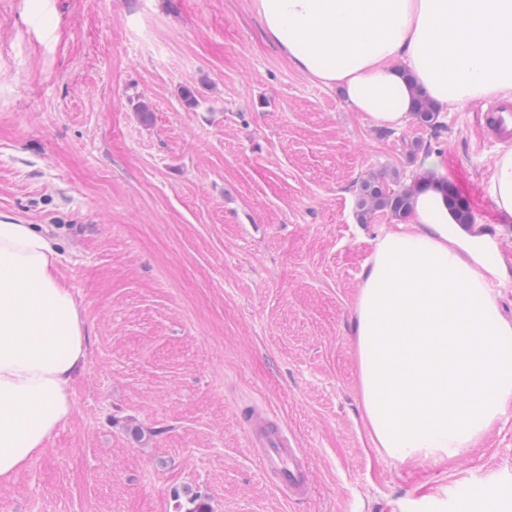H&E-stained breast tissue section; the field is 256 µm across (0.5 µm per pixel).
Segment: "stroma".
Listing matches in <instances>:
<instances>
[{"label":"stroma","instance_id":"obj_1","mask_svg":"<svg viewBox=\"0 0 512 512\" xmlns=\"http://www.w3.org/2000/svg\"><path fill=\"white\" fill-rule=\"evenodd\" d=\"M440 121L374 126L292 67L253 0H0V214L57 237L88 346L71 417L0 484V512H186L187 487L212 512H457L462 488L512 484V411L410 463L362 409L355 300L396 222L359 223L363 178L445 158L512 319L500 142L478 104ZM251 409L287 428L310 498L264 470ZM490 191L495 211L504 224L512 223V144L499 146L490 175Z\"/></svg>","mask_w":512,"mask_h":512}]
</instances>
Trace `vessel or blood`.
Wrapping results in <instances>:
<instances>
[{"label": "vessel or blood", "instance_id": "1", "mask_svg": "<svg viewBox=\"0 0 512 512\" xmlns=\"http://www.w3.org/2000/svg\"><path fill=\"white\" fill-rule=\"evenodd\" d=\"M492 118L496 136H512V104L494 108ZM248 424L251 444L261 449L263 465L277 475L281 491L290 498L307 497L312 491L311 472L293 447L287 430L263 412L249 416Z\"/></svg>", "mask_w": 512, "mask_h": 512}]
</instances>
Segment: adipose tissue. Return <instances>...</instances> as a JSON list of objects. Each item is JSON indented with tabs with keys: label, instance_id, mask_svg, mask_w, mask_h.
Listing matches in <instances>:
<instances>
[{
	"label": "adipose tissue",
	"instance_id": "obj_1",
	"mask_svg": "<svg viewBox=\"0 0 512 512\" xmlns=\"http://www.w3.org/2000/svg\"><path fill=\"white\" fill-rule=\"evenodd\" d=\"M267 37L312 80L339 88L375 125L398 130L416 92L450 111L512 100V0H254ZM406 223L365 262L354 331L364 413L402 461L478 446L512 407V321L497 313L479 221L459 224L448 167L422 164ZM512 223V144L490 175ZM56 240L0 216V483L38 456L74 410L87 338L57 276Z\"/></svg>",
	"mask_w": 512,
	"mask_h": 512
}]
</instances>
